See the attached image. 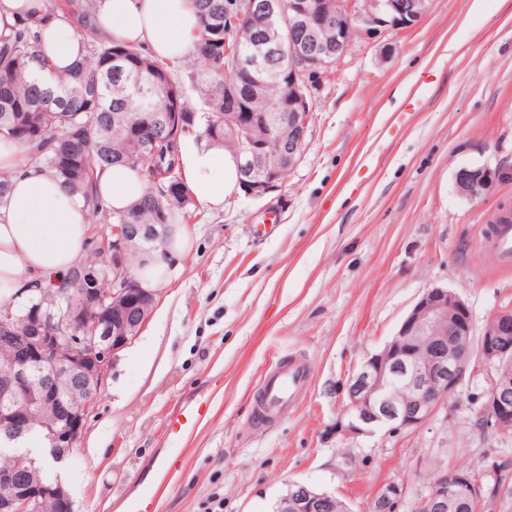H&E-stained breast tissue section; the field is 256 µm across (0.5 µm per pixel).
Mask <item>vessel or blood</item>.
I'll list each match as a JSON object with an SVG mask.
<instances>
[{"label": "vessel or blood", "instance_id": "obj_1", "mask_svg": "<svg viewBox=\"0 0 512 512\" xmlns=\"http://www.w3.org/2000/svg\"><path fill=\"white\" fill-rule=\"evenodd\" d=\"M482 246L502 265H511L512 221L504 219L487 225ZM309 379L310 372L302 358L292 356L277 362L264 378L261 400L254 411L255 420L261 424L277 420L292 406L296 395Z\"/></svg>", "mask_w": 512, "mask_h": 512}]
</instances>
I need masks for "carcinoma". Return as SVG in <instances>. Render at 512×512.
<instances>
[{
  "instance_id": "obj_1",
  "label": "carcinoma",
  "mask_w": 512,
  "mask_h": 512,
  "mask_svg": "<svg viewBox=\"0 0 512 512\" xmlns=\"http://www.w3.org/2000/svg\"><path fill=\"white\" fill-rule=\"evenodd\" d=\"M200 31L187 65L153 58L141 46L94 35L95 0H41L39 8L0 33V135L26 147L24 160L55 173L82 196L96 224H173L174 208L191 204L183 181L179 143L183 133L197 131L210 143L234 150L237 125L224 117V86L237 91L238 111L250 117L285 111L288 58L275 66L276 77L256 81L247 67L230 63L249 57L254 44L235 42L224 28L235 29L234 0H190ZM61 17L75 22L83 36L84 55L70 73L46 87L32 77L42 23ZM189 73L192 87L207 105L198 117L177 72ZM146 96L132 93L134 83ZM131 168L150 187V194L124 211H108L97 193L98 176L107 165ZM508 474L495 476L492 493L485 488L468 497L464 512H486L487 502Z\"/></svg>"
}]
</instances>
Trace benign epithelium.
<instances>
[{"instance_id":"1","label":"benign epithelium","mask_w":512,"mask_h":512,"mask_svg":"<svg viewBox=\"0 0 512 512\" xmlns=\"http://www.w3.org/2000/svg\"><path fill=\"white\" fill-rule=\"evenodd\" d=\"M429 0H241L238 17L248 23L270 65L288 51V104L283 112L259 121L234 113L243 146L235 157L240 187L261 197L297 166L308 137L312 113L309 77L340 62L354 37L375 38L419 22ZM283 19L288 38L276 28ZM501 173L463 168L457 174L459 195L477 200L491 194ZM155 224H115L112 247L102 269L112 272V287L92 288L93 272L57 298L41 294L38 305L23 314L14 304L0 306V455L11 463L0 467V512H62L72 501L61 482L46 483L23 437L40 427L54 448H71L80 438L100 393L111 355L128 345L150 315L154 293L137 287L129 274L132 245L137 256L154 251ZM470 309L444 287L426 289L397 331L368 355L348 379L349 416L336 429L350 434L378 429L416 428L453 398L468 376L470 360L487 371L488 387L480 396L488 428L512 430V372H496L512 357V308L494 313L477 344H472ZM39 408L32 420L30 403ZM481 485L476 475L439 468L428 481L417 512H459V486ZM404 496L399 484L384 486L368 512H398ZM278 512H336V496L309 485L288 484Z\"/></svg>"}]
</instances>
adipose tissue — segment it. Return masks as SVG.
<instances>
[{
	"label": "adipose tissue",
	"instance_id": "1",
	"mask_svg": "<svg viewBox=\"0 0 512 512\" xmlns=\"http://www.w3.org/2000/svg\"><path fill=\"white\" fill-rule=\"evenodd\" d=\"M98 37L135 43L166 59H185L199 19L186 0H97ZM82 44L73 22L56 19L42 31L41 57L52 75L62 74L80 57ZM183 178L193 198L218 208L238 186L234 154L224 147L196 141L180 142ZM20 148L0 141V171L12 172L11 188L0 199V297L9 298L33 278H65L89 248L88 211L79 194L61 179L36 167H20ZM97 190L114 210L139 202L147 185L122 165L103 170ZM187 228H169L165 247L136 263L132 274L139 285L154 292L162 288L190 250Z\"/></svg>",
	"mask_w": 512,
	"mask_h": 512
}]
</instances>
